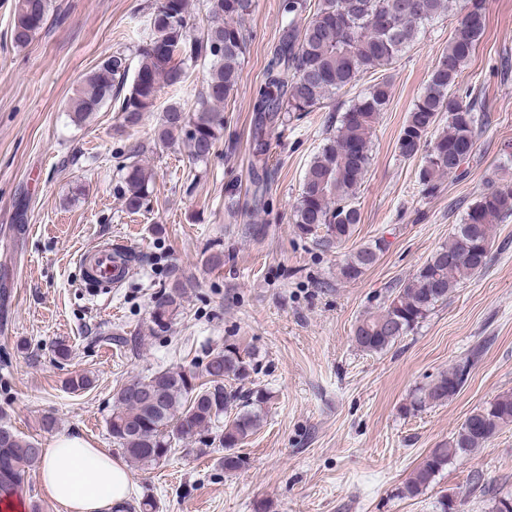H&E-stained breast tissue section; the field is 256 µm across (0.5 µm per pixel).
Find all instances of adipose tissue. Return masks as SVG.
Segmentation results:
<instances>
[{
	"instance_id": "ef3b65f1",
	"label": "adipose tissue",
	"mask_w": 512,
	"mask_h": 512,
	"mask_svg": "<svg viewBox=\"0 0 512 512\" xmlns=\"http://www.w3.org/2000/svg\"><path fill=\"white\" fill-rule=\"evenodd\" d=\"M40 480L46 495L64 512H110L133 489L122 459L77 436L58 437L45 448Z\"/></svg>"
}]
</instances>
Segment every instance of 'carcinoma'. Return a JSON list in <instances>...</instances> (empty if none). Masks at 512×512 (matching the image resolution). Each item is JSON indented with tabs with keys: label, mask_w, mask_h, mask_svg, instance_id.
I'll use <instances>...</instances> for the list:
<instances>
[{
	"label": "carcinoma",
	"mask_w": 512,
	"mask_h": 512,
	"mask_svg": "<svg viewBox=\"0 0 512 512\" xmlns=\"http://www.w3.org/2000/svg\"><path fill=\"white\" fill-rule=\"evenodd\" d=\"M450 0H280L281 25L261 81L250 98L251 178L247 192L255 202L271 191L273 164L269 136L278 126L300 119L326 104L357 77L386 70L413 47L427 26L449 10ZM189 0H156L145 34L136 49L138 64L116 51L85 73L67 103L77 125L107 104L118 112V129H135L155 111L165 88L177 89L190 69L203 61L207 74L198 108L188 112L178 102L163 109L158 145L179 137L198 162L208 161L224 138V104L238 90L252 33L243 20L254 0H208V23L199 34L189 27ZM54 11L53 0H15L11 40L25 48ZM487 25L485 0H460L459 16L448 48L432 69L398 136L400 155L420 159L416 182L424 196L434 195L443 177L455 174L473 153L479 126L489 121L481 93L462 78L466 63ZM391 98L387 78L370 85L336 118L321 151L306 169L293 221L298 232L330 248L346 241L361 221L358 190L370 164L372 129ZM140 146L129 147L130 161L118 167L120 192L129 212L147 205L154 174L142 166ZM512 217V183L492 182L468 207L451 242L436 250L398 294L376 314L361 319L353 340L366 352H381L414 330L435 306L488 262L494 226ZM382 252L380 242L350 254L339 275L355 281ZM181 284L156 293L151 318L159 330L177 315ZM481 354L476 347L462 363L439 374L411 397L404 412L415 413L451 399L465 384ZM253 354L234 343L211 355L206 380L191 371L162 370L122 385L114 397L108 429L130 461L152 466L166 459L174 440L214 432L208 445L224 449L226 473L245 467L237 452L259 425V410L271 391L246 386ZM512 424V393L474 409L448 442L431 449L403 488L407 497L423 493L448 460L483 447ZM43 449L0 422V500L17 496L27 474L42 463Z\"/></svg>",
	"instance_id": "obj_1"
}]
</instances>
